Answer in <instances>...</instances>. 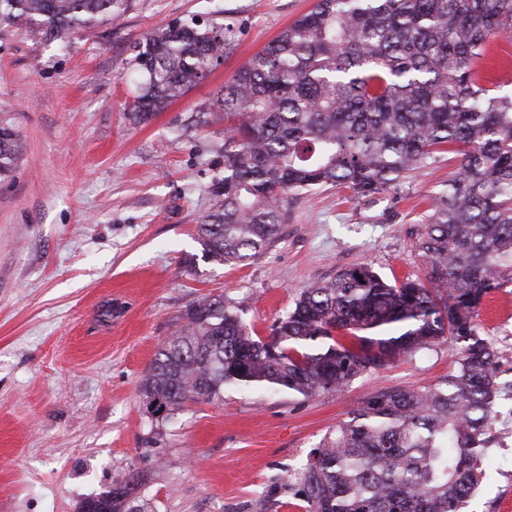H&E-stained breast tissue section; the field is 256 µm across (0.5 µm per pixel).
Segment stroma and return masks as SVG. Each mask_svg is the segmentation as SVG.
Returning <instances> with one entry per match:
<instances>
[{"mask_svg":"<svg viewBox=\"0 0 512 512\" xmlns=\"http://www.w3.org/2000/svg\"><path fill=\"white\" fill-rule=\"evenodd\" d=\"M315 0H131L70 42L0 27V121L20 135L0 179V512H80L135 474L147 512H304L288 477L371 393L439 383L456 343L312 399L228 385L220 401L148 413L141 383L188 307L223 297L267 337L309 285L371 265L388 282L423 274L417 244L460 158L442 154L388 192L297 195L264 253L201 259L195 227L224 174L216 93ZM195 18L231 31L218 66L149 122L127 120L133 47ZM482 335L512 330V287L489 294ZM470 512H512V448H486Z\"/></svg>","mask_w":512,"mask_h":512,"instance_id":"1","label":"stroma"}]
</instances>
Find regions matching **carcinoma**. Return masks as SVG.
Instances as JSON below:
<instances>
[{
  "mask_svg": "<svg viewBox=\"0 0 512 512\" xmlns=\"http://www.w3.org/2000/svg\"><path fill=\"white\" fill-rule=\"evenodd\" d=\"M129 0H0V23L46 39L120 18ZM228 29L192 18L134 46L147 78L127 113L150 121L224 58ZM512 35V0H316L244 64L213 105L224 176L196 227L205 261L245 262L273 244L287 200L322 186L382 193L435 154L460 155L434 197L419 249L425 280L390 284L368 265L303 289L263 340L222 297L189 306L142 382L148 412L220 398L224 385L313 398L429 350L460 344L436 386L372 393L288 479L305 512H464L478 488L485 427L500 393L497 351L480 335L483 298L512 285V90L486 85L481 59ZM23 144L0 125V177ZM106 493L107 512H143Z\"/></svg>",
  "mask_w": 512,
  "mask_h": 512,
  "instance_id": "cac0c4a2",
  "label": "carcinoma"
}]
</instances>
